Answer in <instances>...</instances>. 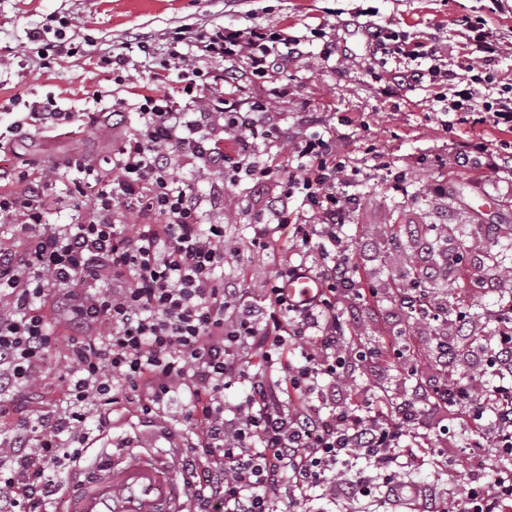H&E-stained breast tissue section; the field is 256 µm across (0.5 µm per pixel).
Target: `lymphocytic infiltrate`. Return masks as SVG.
I'll use <instances>...</instances> for the list:
<instances>
[{
    "label": "lymphocytic infiltrate",
    "instance_id": "obj_1",
    "mask_svg": "<svg viewBox=\"0 0 512 512\" xmlns=\"http://www.w3.org/2000/svg\"><path fill=\"white\" fill-rule=\"evenodd\" d=\"M457 24L471 54L456 63L437 44L367 25L363 65L384 76L382 93L426 81L440 88L456 123L477 111L481 122L511 132L512 91L492 92L486 67L498 39L487 24ZM302 43L284 27L228 25L197 36L189 52L170 45L138 103L137 126L104 166L74 158L35 176L18 171L0 143V225L15 236L0 245V417L37 386L61 327L72 370L62 413L11 422L0 448V512H50L63 478L90 476V436L111 430L114 408L136 405L153 427L180 396L187 440L175 455L193 512H275L280 499L304 506L325 488L351 498L378 484L395 496L399 458L424 465L426 447L456 455L442 430L453 412L471 433L469 457L492 447L504 462L491 481L465 490L471 512H512L511 304L491 312L496 349L469 352L478 373H497L502 384L481 391L457 383L458 337L444 326L433 334L439 376L419 377L408 397L385 404L348 382L338 305L365 294L345 232L357 204L352 188L382 171L403 192L408 173L380 155L356 163L315 132L281 158L272 104L289 94L280 76ZM422 59L427 68H418ZM173 69L181 100L165 88ZM254 82L266 84L267 99L243 97ZM476 155L484 173L512 171V154L492 142L452 150L461 168ZM185 165L256 190L249 249L278 262L258 299L241 279L221 277L224 227L202 221L204 206L223 204L224 185L200 196L175 175ZM74 173L90 206L70 223H50V190ZM308 277L319 283L312 297L289 300L284 282ZM234 384L245 394L229 405L224 391ZM358 453L372 473L329 483V472Z\"/></svg>",
    "mask_w": 512,
    "mask_h": 512
}]
</instances>
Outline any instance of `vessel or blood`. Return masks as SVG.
Here are the masks:
<instances>
[{
  "label": "vessel or blood",
  "mask_w": 512,
  "mask_h": 512,
  "mask_svg": "<svg viewBox=\"0 0 512 512\" xmlns=\"http://www.w3.org/2000/svg\"><path fill=\"white\" fill-rule=\"evenodd\" d=\"M173 454L127 450L104 456L94 475L71 480L66 512H185Z\"/></svg>",
  "instance_id": "b4317fda"
}]
</instances>
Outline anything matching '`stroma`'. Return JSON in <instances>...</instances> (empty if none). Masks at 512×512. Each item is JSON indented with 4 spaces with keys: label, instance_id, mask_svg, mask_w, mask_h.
I'll use <instances>...</instances> for the list:
<instances>
[{
    "label": "stroma",
    "instance_id": "obj_1",
    "mask_svg": "<svg viewBox=\"0 0 512 512\" xmlns=\"http://www.w3.org/2000/svg\"><path fill=\"white\" fill-rule=\"evenodd\" d=\"M482 16L497 32L500 54L490 69L498 84H512V0H0V133L15 121H24L32 103L67 113L66 121L52 127L25 126L11 140L19 170L50 169L71 156L83 155L105 163L114 137L107 123L91 128L74 123L84 112H111L112 100L124 98L128 122H135L138 97L150 71L157 67L173 38L193 37L228 24L279 28L290 26L296 34H309L324 25L336 45L330 60H320L323 40L306 43V59L292 63L283 82L294 87L293 97L280 100L283 140H292L308 126L307 113H317L319 132L334 134L349 156L361 157L366 149L384 153L397 166L412 165L419 155L444 153L449 139L482 137L512 146V133L487 125L444 128L447 116L427 83L400 90L382 100L372 89L363 68L360 35L347 28L350 20L371 22L405 31L423 41L440 39L449 61L468 52L458 31V17ZM63 19L75 35L74 55H57L44 43L31 40L36 28L49 20ZM148 42L151 50L133 51L136 68L124 84H117L105 57L122 52L130 43ZM413 167V165H412ZM455 184L440 209L416 202L417 194L434 178ZM360 205L353 213L348 233L354 242L356 262L370 261L364 247L385 224H466L476 219L492 222L512 215V175L484 176L480 168H438L434 164L413 167L407 194L389 190L382 179L355 186ZM255 204L242 195L226 208H212L204 220L224 224L226 247L246 250L252 228L245 213ZM70 368L63 344L47 356L39 387L24 404L25 413L37 418L43 412L64 407L63 393ZM113 444L130 442L151 448H168L170 441L158 429L147 430L135 410L114 412ZM313 512H394L396 505L382 490L357 500L323 495L313 501Z\"/></svg>",
    "mask_w": 512,
    "mask_h": 512
}]
</instances>
